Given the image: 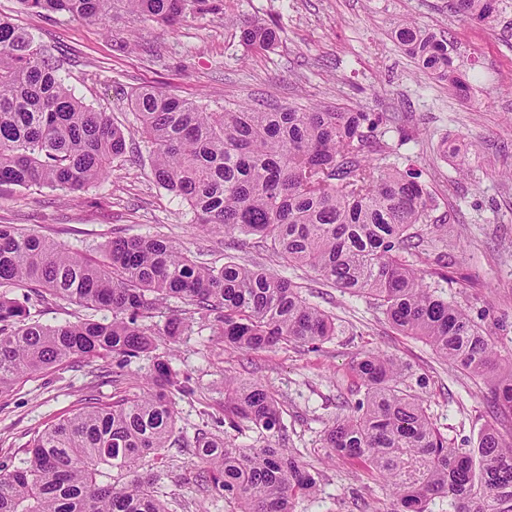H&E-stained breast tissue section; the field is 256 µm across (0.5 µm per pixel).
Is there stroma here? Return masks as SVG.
Listing matches in <instances>:
<instances>
[{"instance_id": "stroma-1", "label": "stroma", "mask_w": 512, "mask_h": 512, "mask_svg": "<svg viewBox=\"0 0 512 512\" xmlns=\"http://www.w3.org/2000/svg\"><path fill=\"white\" fill-rule=\"evenodd\" d=\"M211 11L164 26L118 14L109 28L60 14L21 10L0 0V16L45 43L76 96L110 113L127 140H135L132 93L152 87L222 111L226 101L329 105L388 116L380 140L390 162L413 167L434 198L422 229L425 247L444 251L451 281L426 283L477 323L491 329L499 357H512V9L489 24L464 22L448 0H210ZM416 18L423 30L451 35L453 57L470 86L460 101L447 84L429 78L396 42L397 20ZM259 21L280 31L266 50L244 45L238 23ZM116 160L109 177L71 195L43 188L0 194V224H16L87 254L114 236H161L186 248L197 263L222 266L225 255L276 270L301 286L308 301L336 320V334L311 349L300 344L247 351L225 343L211 322L196 323L179 339H156L189 395L176 399L177 429L193 440L199 429L217 432L224 379L258 380L283 411L286 444L305 460H323L320 491L295 512H386L389 500L374 477L355 463L327 460L325 427L351 399L352 363L381 352L425 376L428 411L452 448L476 447L496 427L512 441V423L493 413L488 386L451 368L423 340L395 330L368 299L329 287L308 269L280 265L254 237L236 242L193 224L186 201L159 186L150 152ZM467 151L469 177H460L445 144ZM151 357L126 367L115 361L74 359L21 379L0 398V465L19 466L28 440L47 424L88 403L105 405L138 391ZM192 448L169 451L161 479L172 512H228L205 492Z\"/></svg>"}]
</instances>
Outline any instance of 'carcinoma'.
<instances>
[{"mask_svg": "<svg viewBox=\"0 0 512 512\" xmlns=\"http://www.w3.org/2000/svg\"><path fill=\"white\" fill-rule=\"evenodd\" d=\"M23 9L105 25L124 12L139 22L174 25L204 12L206 0H18ZM509 0H451L463 20L490 23ZM399 45L424 72L465 94L452 43L401 19ZM266 50L279 33L259 23L240 31ZM151 148L157 184L182 197L193 223L271 242L287 264L307 267L333 287L374 301L406 336L425 340L444 361L491 385L496 413L512 418V360L492 368L491 332L435 294L425 276L446 277L448 255H423L430 197L422 172L385 162L377 142L383 117L359 109L228 103L221 112L161 91L130 98ZM127 153L109 115L77 98L30 32L0 17V187L64 193L104 180ZM53 297L103 312L63 325L39 322L31 308ZM193 307L164 328L145 324L162 301ZM218 326L244 350L281 343L316 346L336 333L335 318L275 273L227 257L197 264L160 237L114 236L90 258L15 224H0V396L21 378L79 358L118 365L151 353L155 337L181 336L193 316ZM363 397L347 402L325 430L328 456L355 461L390 492L387 512H512V442L494 429L475 448H450L428 413L422 377L368 351L353 366ZM189 389L164 356L146 389L110 406H86L38 432L21 465L0 469V512H169L159 491L177 432L173 396ZM224 437L194 438L201 486L231 512H294L319 492V472L284 447L275 394L258 380L224 385ZM248 427L261 446L248 451L233 433Z\"/></svg>", "mask_w": 512, "mask_h": 512, "instance_id": "1", "label": "carcinoma"}]
</instances>
